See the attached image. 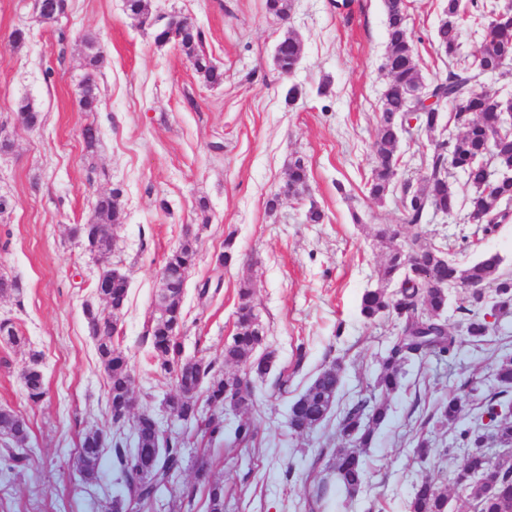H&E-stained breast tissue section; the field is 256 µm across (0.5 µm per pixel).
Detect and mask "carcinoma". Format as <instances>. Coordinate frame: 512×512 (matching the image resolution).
<instances>
[{
    "instance_id": "1",
    "label": "carcinoma",
    "mask_w": 512,
    "mask_h": 512,
    "mask_svg": "<svg viewBox=\"0 0 512 512\" xmlns=\"http://www.w3.org/2000/svg\"><path fill=\"white\" fill-rule=\"evenodd\" d=\"M387 24L386 51L382 69L389 78V88L384 95L378 115V132L374 142L375 166L369 182V195L383 201L390 192L400 189L403 225H382L376 237L386 245L388 255L378 271V286L365 291L360 302V313L367 320L391 316L401 322L397 337L382 359L381 370L373 381L369 393L348 402L334 415L342 386L343 368L336 362L322 368L304 391L289 406V430L295 435L309 433L336 416V433L344 446L334 450L332 463L323 477L314 481L313 497L317 503H326L339 493L349 497L363 488L366 476L365 454L372 447L388 418V398L402 385L405 366L410 362L434 355L446 357L454 348L455 338L448 331L443 319L448 309V285L463 280L473 285L489 283L495 291L492 307L496 314L512 313V275L499 272L501 259L495 254L461 269L445 258L443 247L426 240L422 225L428 223L429 210L437 208L448 216L458 210V194L450 181V171L463 175L473 188L465 207L467 221L478 225L476 232L489 234L512 213V178L497 179L496 170L512 172V134L503 131L504 104L490 90L480 87L488 72H503L512 65V8H499L494 2L478 3L471 0L475 12H467L462 0H447L436 41L438 49L452 58L453 67L445 78L428 85L431 94L443 99L452 108L453 118L461 131L448 136L442 129L441 109H431L415 114L416 130L433 134V143L426 157L424 173L417 183L397 179L398 144L403 133L410 132L405 120L410 114L411 101L408 91L424 85L414 59V39L408 26L405 0H383ZM67 0H42L41 18L52 22L60 13L67 12ZM480 24L487 29V39L479 54L469 59L459 55L461 31L466 24ZM84 42L88 49L85 73L81 81V103L87 112L98 107L94 88V72L102 66L104 56L96 48V38L87 34ZM172 42L179 47L195 71L208 84H218L223 73L214 65L204 48L200 29L183 24L176 30ZM281 72L284 74L297 65L301 58V40L286 33L278 42ZM19 116L27 126L34 127L39 112L28 100L18 105ZM288 195L297 196L308 190L309 173L302 159L298 158L288 168L284 183ZM119 191L101 197L95 205V214L101 224H117L120 212L113 209ZM412 230L402 235V228ZM196 251L191 240H185L164 261L172 280L179 281L195 264ZM115 308L105 312L88 307L84 311L89 332L96 342L99 358L107 376L108 404L115 409L118 401L128 393L130 358L116 342L117 317L128 296V283L110 288ZM484 302L473 292L468 305L459 307L464 314L463 335L475 346L485 342L489 331ZM169 316H157L148 330L150 346L159 361L162 372L172 376L182 389L178 397L168 403L173 416L187 425L199 421L200 391L188 395V386L205 387L204 401L224 403V392L235 393L238 408L247 410L253 405L254 392L241 391L237 375L227 374L211 363L201 360L181 359V344L169 335V323L184 321L182 292L172 294L168 305ZM236 332L231 342L224 346V363L242 365L246 374L263 378L275 363V352L257 354L264 342L259 334L257 314L251 302V289L243 284L239 289L236 311ZM41 354L29 355L31 368L23 371L22 380L27 397L39 400L46 394L40 370ZM499 390L490 393L484 401L485 413L494 427L495 441L512 448V416L502 413L512 409V356L505 355L496 366ZM466 397L453 396L443 401L436 410L437 422L460 424L457 440L467 449L466 456L452 477L454 487L475 502L477 512H507L512 508V463L492 464L482 451L485 447L483 417L470 424L461 423ZM28 438L26 422L17 414L0 410V440L6 448L13 449L12 457L24 454L23 444ZM255 438V429L248 421L239 423L231 435V444L248 445ZM186 431L170 433L160 439L148 416L139 418L133 435L112 432V471L121 486V494L133 497L144 505L150 502L158 489L168 483L170 472L183 467ZM162 446L165 454L157 461L155 480L142 483L136 470L143 458L150 456V449ZM104 452L97 445L93 431H86L76 451L75 466L86 481L99 477ZM197 478L206 485L209 512H224V484L208 479L206 463L197 465ZM410 512H447L448 494L436 485L423 480L414 486Z\"/></svg>"
}]
</instances>
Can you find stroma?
I'll list each match as a JSON object with an SVG mask.
<instances>
[{
	"label": "stroma",
	"instance_id": "stroma-1",
	"mask_svg": "<svg viewBox=\"0 0 512 512\" xmlns=\"http://www.w3.org/2000/svg\"><path fill=\"white\" fill-rule=\"evenodd\" d=\"M332 2L293 0L283 18L265 0H150V19L142 24L128 16L124 0H70L60 23L39 21L32 0H0V195L9 201L0 214V276L19 284L0 296V319H11L22 338L17 345L0 338V409L29 424L25 457L11 459L0 446V512H104L112 497L111 458L92 483L74 468L82 434L111 430L112 417L84 316L85 305L106 307L96 293L99 260L71 230L93 222L98 195L115 189L122 218L112 227L109 261L130 284L118 331L138 408L166 421L165 401L175 391L151 356L147 329L157 315L160 268L184 239L196 250L183 296L185 357L223 368L245 281L265 345L276 354L268 377L253 382V407L224 418L228 430L249 419L254 441L231 447L220 438L192 439L183 469L148 512H207L196 478L202 459L210 479L224 485V512H302L314 467L326 465L320 452L340 439L332 421L290 434V403L336 361L344 369L341 401L368 391L397 333L394 318L368 321L360 314L361 296L376 287L386 257L376 230L402 218L398 194L377 202L367 190L389 82L381 68L383 0H346L341 9ZM443 4L407 0L417 68L428 83L449 69L435 43ZM174 15L203 31L222 83H205L175 44L156 43L157 29ZM18 27L29 28L30 37L16 46L10 34ZM289 31L301 37L303 51L286 75L274 55ZM87 33L98 37L104 55L95 112L79 106ZM293 86L298 93L291 99ZM24 99L40 115L32 129L18 114ZM88 126L97 131L91 147L82 136ZM298 158L309 170L308 193L268 211L267 200ZM313 206L323 211L322 223L307 222ZM423 232L461 265L496 254L501 273L512 275V220L483 236L460 211L431 219ZM225 250L231 261L216 266ZM208 280L221 288L200 297ZM467 295L453 290L444 315L459 339L456 349L406 366L368 451L361 492L319 512H408L414 485L425 479L447 489L448 512H475L451 484L462 462L448 453L456 426L427 422L452 395H466L465 416L478 413L495 387L501 355L512 352V317L490 319L483 346L462 340L459 307ZM33 350L42 355L47 391L37 403L22 383ZM282 374L284 393L276 387ZM423 431L434 450L421 460L414 446Z\"/></svg>",
	"mask_w": 512,
	"mask_h": 512
}]
</instances>
